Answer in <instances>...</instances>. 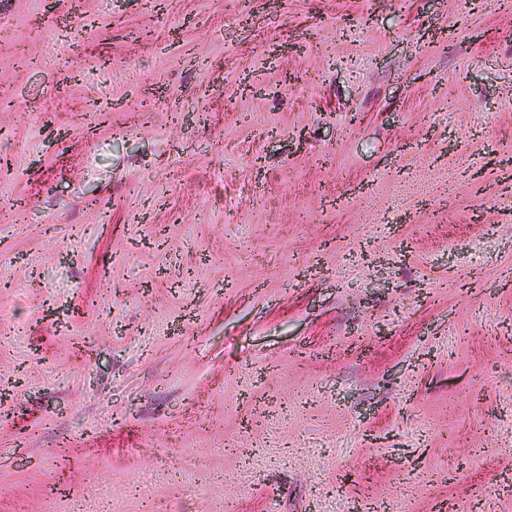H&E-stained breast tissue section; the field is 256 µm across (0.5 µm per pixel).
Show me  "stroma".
I'll return each instance as SVG.
<instances>
[{
  "label": "stroma",
  "instance_id": "1",
  "mask_svg": "<svg viewBox=\"0 0 512 512\" xmlns=\"http://www.w3.org/2000/svg\"><path fill=\"white\" fill-rule=\"evenodd\" d=\"M509 57L504 0H0V512H512Z\"/></svg>",
  "mask_w": 512,
  "mask_h": 512
}]
</instances>
